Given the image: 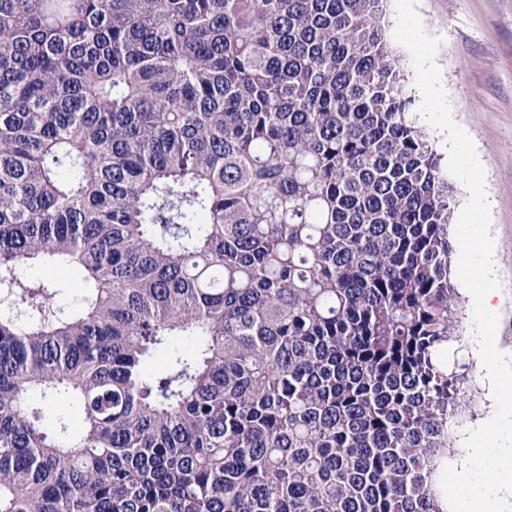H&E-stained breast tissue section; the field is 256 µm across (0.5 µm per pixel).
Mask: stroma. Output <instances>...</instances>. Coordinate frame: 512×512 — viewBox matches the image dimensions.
<instances>
[{"instance_id":"35a3bbf8","label":"stroma","mask_w":512,"mask_h":512,"mask_svg":"<svg viewBox=\"0 0 512 512\" xmlns=\"http://www.w3.org/2000/svg\"><path fill=\"white\" fill-rule=\"evenodd\" d=\"M441 38L436 63L454 121L483 155L497 253L496 346L512 355V0H418Z\"/></svg>"}]
</instances>
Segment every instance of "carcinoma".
<instances>
[{
	"instance_id": "obj_1",
	"label": "carcinoma",
	"mask_w": 512,
	"mask_h": 512,
	"mask_svg": "<svg viewBox=\"0 0 512 512\" xmlns=\"http://www.w3.org/2000/svg\"><path fill=\"white\" fill-rule=\"evenodd\" d=\"M382 3L0 0V512H440L453 194ZM25 273L38 279H49L68 285L70 288L61 296L60 305L66 309L74 308L77 304L76 288L79 287L80 276L73 268L57 265H41L25 269ZM44 409L46 422H52L56 417L67 419L72 433H77L82 424L81 415L77 407L66 398L50 399L41 404Z\"/></svg>"
}]
</instances>
